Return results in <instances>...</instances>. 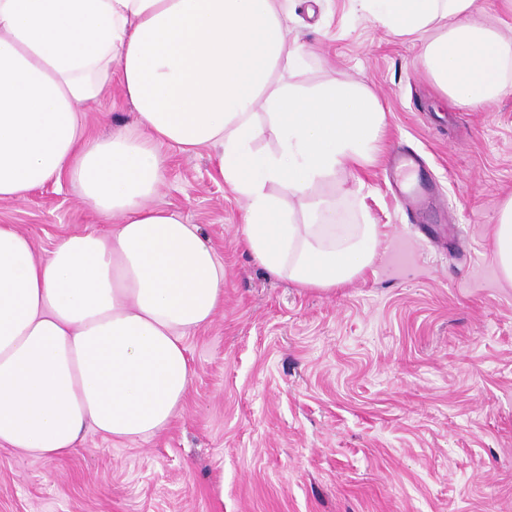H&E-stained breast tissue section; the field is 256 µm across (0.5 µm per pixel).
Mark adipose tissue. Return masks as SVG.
Returning <instances> with one entry per match:
<instances>
[{
	"label": "adipose tissue",
	"mask_w": 512,
	"mask_h": 512,
	"mask_svg": "<svg viewBox=\"0 0 512 512\" xmlns=\"http://www.w3.org/2000/svg\"><path fill=\"white\" fill-rule=\"evenodd\" d=\"M360 3L395 36H427L425 71L453 105L505 92L512 40L477 0ZM287 20L288 0H0V200L65 178L114 225L39 259L0 225V447L57 458L90 430L146 440L181 408L186 340L223 305L224 267L195 225L153 205L157 144L212 151L246 202L237 236L270 275L329 292L372 265L376 226L336 223L314 194L373 162L385 112L364 86L292 83L311 51ZM115 84L132 127L88 137L83 106ZM264 134L275 151L254 149ZM493 255L512 285V194Z\"/></svg>",
	"instance_id": "obj_1"
}]
</instances>
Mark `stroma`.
I'll return each mask as SVG.
<instances>
[{
	"mask_svg": "<svg viewBox=\"0 0 512 512\" xmlns=\"http://www.w3.org/2000/svg\"><path fill=\"white\" fill-rule=\"evenodd\" d=\"M302 80L356 82L386 112L378 160L321 192L373 224L374 265L331 293L268 275L237 242L245 202L208 149L159 148L155 203L196 225L224 267V305L188 340L182 410L145 441L90 432L71 454L0 450V512H512V287L492 218L512 193V92L451 105L423 41L390 35L357 0H292ZM119 90L89 136L129 126ZM35 257L111 232L69 181L0 201Z\"/></svg>",
	"mask_w": 512,
	"mask_h": 512,
	"instance_id": "obj_1",
	"label": "stroma"
}]
</instances>
